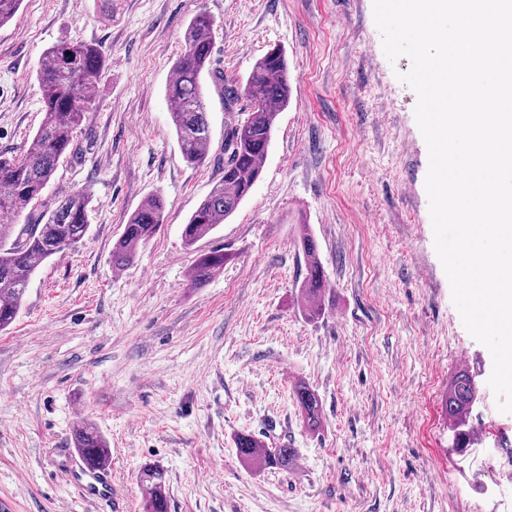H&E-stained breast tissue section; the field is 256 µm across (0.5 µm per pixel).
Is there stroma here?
Here are the masks:
<instances>
[{"label": "stroma", "mask_w": 512, "mask_h": 512, "mask_svg": "<svg viewBox=\"0 0 512 512\" xmlns=\"http://www.w3.org/2000/svg\"><path fill=\"white\" fill-rule=\"evenodd\" d=\"M201 12L216 27L212 70L242 82L283 48L292 97L252 193L189 248L182 226L221 172L184 161L166 86ZM65 40L102 46L108 66L42 207L89 190L90 229L39 267L0 332V506L102 512L56 474L83 420L110 442L127 512H142L150 462L166 470L169 512H512V471L483 465L512 458V414L435 251L428 148L396 77L410 62L386 58L373 0H118L109 17L98 0H22L0 26V151L39 127L38 60ZM205 101L216 154L247 105L225 109L210 81ZM154 194L160 232L114 270L113 243ZM303 223L332 285L316 321L297 309ZM220 248L223 271L189 287L197 255ZM463 364L477 438L460 451L445 401ZM300 383L320 400L314 433ZM242 431L294 448L293 466L246 467Z\"/></svg>", "instance_id": "obj_1"}]
</instances>
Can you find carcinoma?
<instances>
[{
	"label": "carcinoma",
	"mask_w": 512,
	"mask_h": 512,
	"mask_svg": "<svg viewBox=\"0 0 512 512\" xmlns=\"http://www.w3.org/2000/svg\"><path fill=\"white\" fill-rule=\"evenodd\" d=\"M215 39L213 19L195 15L184 34V48L178 56L166 96L172 105L170 117L183 158L202 165L209 159L210 127L204 101V76L221 86L224 108L230 110L241 100L248 102L246 117L224 128L222 154L214 157L220 180L183 225L182 238L194 245L232 217L260 179L267 158L275 122L288 107L291 90L286 55L280 50L266 53L253 66L244 84L228 83L211 71ZM107 67L106 55L93 43L60 42L42 53L36 78L42 94L44 116L28 146L18 154L0 153V213L26 215L29 222L17 227L0 224V331L16 319L32 275L47 259L71 249L86 235L90 224L91 195L88 191L65 194L48 214L33 217L43 190L53 179L60 162L77 150L76 137L87 113L96 108V93ZM164 223V202L152 195L130 215L123 232L112 247V266L123 269L133 264L140 246L149 242ZM299 247L305 263L300 284L304 316L317 319L323 311L329 280L318 253V244L303 229ZM228 255L223 250L200 254L189 275V285L199 288L224 269ZM294 396L303 422L315 432L322 424L320 402L309 387L298 385ZM477 400L475 380L466 368L458 370L448 387L446 409L457 430L459 448L472 441L467 417ZM73 448L92 468L105 470L112 462L107 439L94 428L78 424L73 428ZM239 458L259 469L286 470L293 464L295 449L269 448L251 433L234 439ZM144 512H169L166 473L147 464L140 474Z\"/></svg>",
	"instance_id": "1"
}]
</instances>
